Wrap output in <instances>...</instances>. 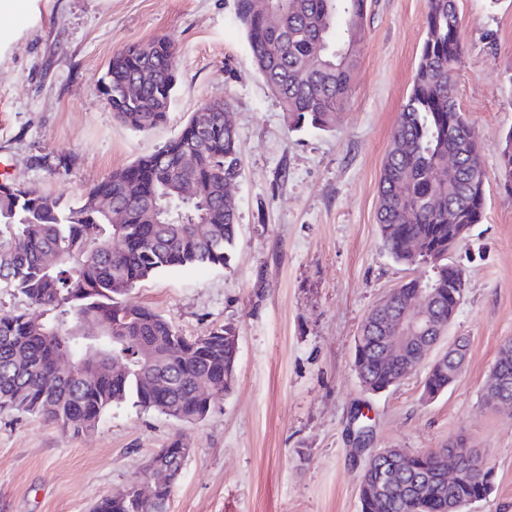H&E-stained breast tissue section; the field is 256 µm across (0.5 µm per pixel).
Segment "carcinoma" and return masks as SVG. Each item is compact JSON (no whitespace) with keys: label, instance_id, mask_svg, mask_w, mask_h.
<instances>
[{"label":"carcinoma","instance_id":"cac0c4a2","mask_svg":"<svg viewBox=\"0 0 512 512\" xmlns=\"http://www.w3.org/2000/svg\"><path fill=\"white\" fill-rule=\"evenodd\" d=\"M273 12L259 11V0H235V21L244 32L258 74L279 99L288 130L327 131L347 105L359 63L369 0H272ZM426 37L412 88L394 126L378 187V224L384 247L399 264H428L425 283L441 319L457 310L464 289L456 287L463 269L448 262V239H464L482 221L488 173L481 141L456 97L462 63V17L457 0H427ZM152 54L138 46L112 56L103 93L120 122L145 132L167 118L176 85L177 53L164 38L150 41ZM137 82L134 103L125 86ZM211 113L206 134L196 117L157 151L138 158L91 187L79 203L40 195L13 183H0V285L24 295L34 313L0 316V409L22 411L51 421L75 435L98 427L104 414L127 402L175 420L209 412L194 384L224 368V394L235 383L237 330L226 325L203 336L183 337L154 309L126 301L141 282L183 267L227 265L238 237L231 189L241 177L234 125ZM197 152L194 168L184 169L186 149ZM455 168L444 175L448 159ZM512 189V131L499 150L494 174ZM126 211V223H112L100 200ZM414 241L422 252L414 256ZM420 280L404 282L393 296L402 309ZM367 316L354 356L369 372V390H386L419 368L415 353L397 363L378 364L381 331ZM69 353L72 364L58 361ZM110 368H91L87 356ZM129 364L116 372L113 362ZM166 378L171 388H148ZM457 375L448 355L436 358L423 396L431 401ZM468 454L461 441L446 449L406 452L395 486L383 493L360 489L361 512H447L448 501L466 504L491 488V469L458 456L456 480L448 481L451 448ZM390 453L368 454L367 473L391 469ZM171 489L162 488L146 505L135 498L100 499L93 512H168Z\"/></svg>","mask_w":512,"mask_h":512}]
</instances>
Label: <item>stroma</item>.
I'll list each match as a JSON object with an SVG mask.
<instances>
[{
  "mask_svg": "<svg viewBox=\"0 0 512 512\" xmlns=\"http://www.w3.org/2000/svg\"><path fill=\"white\" fill-rule=\"evenodd\" d=\"M457 4V97L491 178L482 223L452 253L466 288L447 335L469 337L468 358L429 402L426 368L372 393L353 366L370 309L431 273L394 262L377 223L380 172L412 87L427 0H371L351 99L328 132L289 131L233 21L234 0H39L37 11L0 15L12 36L0 43V162L11 181L78 201L220 99L231 104L242 167L229 265L164 273L129 295L185 336L234 325L233 390L194 423L125 403L80 435L0 411V512H90L175 440L193 453L168 512H360L363 424L374 448L424 451L464 438L493 473L468 512H512V420L482 400L512 338V192L493 178L512 131V0ZM156 37L178 52V84L166 121L136 132L114 117L101 79L113 54Z\"/></svg>",
  "mask_w": 512,
  "mask_h": 512,
  "instance_id": "obj_1",
  "label": "stroma"
}]
</instances>
